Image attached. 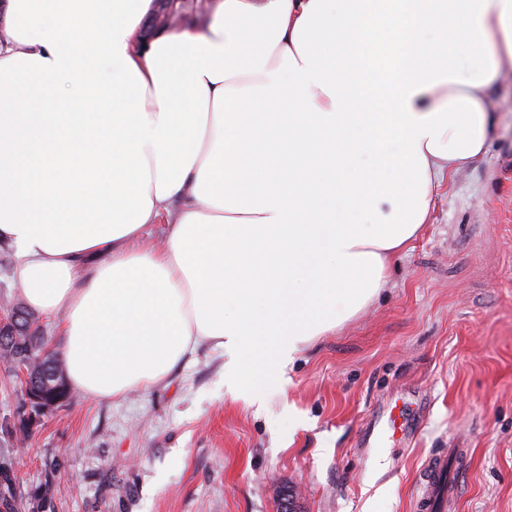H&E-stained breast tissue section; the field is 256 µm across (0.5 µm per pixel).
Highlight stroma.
<instances>
[{"mask_svg": "<svg viewBox=\"0 0 512 512\" xmlns=\"http://www.w3.org/2000/svg\"><path fill=\"white\" fill-rule=\"evenodd\" d=\"M485 153L444 185L429 224L355 317L274 368L256 395L207 345L162 381L74 396L14 455L50 512H414L425 459L467 451L448 512H512V77ZM417 422L368 446L384 410Z\"/></svg>", "mask_w": 512, "mask_h": 512, "instance_id": "1", "label": "stroma"}]
</instances>
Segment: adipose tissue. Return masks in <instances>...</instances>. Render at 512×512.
Returning a JSON list of instances; mask_svg holds the SVG:
<instances>
[{"instance_id": "ef3b65f1", "label": "adipose tissue", "mask_w": 512, "mask_h": 512, "mask_svg": "<svg viewBox=\"0 0 512 512\" xmlns=\"http://www.w3.org/2000/svg\"><path fill=\"white\" fill-rule=\"evenodd\" d=\"M205 7L147 40L155 0L0 6V241L92 398L202 345L247 391L355 316L512 71V0Z\"/></svg>"}]
</instances>
